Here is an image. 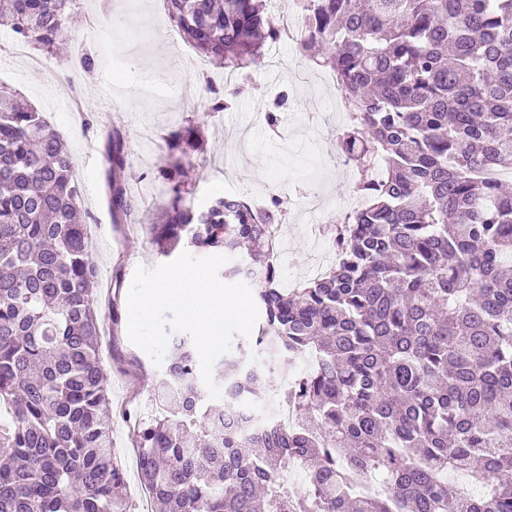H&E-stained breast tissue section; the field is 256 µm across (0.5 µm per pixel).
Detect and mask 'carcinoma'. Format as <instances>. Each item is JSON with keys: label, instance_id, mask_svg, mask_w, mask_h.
Masks as SVG:
<instances>
[{"label": "carcinoma", "instance_id": "cac0c4a2", "mask_svg": "<svg viewBox=\"0 0 512 512\" xmlns=\"http://www.w3.org/2000/svg\"><path fill=\"white\" fill-rule=\"evenodd\" d=\"M72 0H0L33 49L67 43ZM185 40L240 83L281 35L268 0H167ZM302 52L333 71L350 113L336 147L363 164L365 207L334 228L322 276L280 284L275 228L285 201L237 195L182 204V160L155 241L232 258L224 277L259 280L262 325L205 396L188 335L169 340L138 421L137 468L163 512H512V0H300ZM109 203L131 212L124 140L104 145ZM381 163V176L375 163ZM74 162L24 98L0 89V512H132L112 454L99 357L97 264L81 222ZM317 355L284 393L291 427L237 429L263 357ZM302 465L305 488L280 481ZM459 471L485 487L463 500ZM379 472L388 486H360Z\"/></svg>", "mask_w": 512, "mask_h": 512}]
</instances>
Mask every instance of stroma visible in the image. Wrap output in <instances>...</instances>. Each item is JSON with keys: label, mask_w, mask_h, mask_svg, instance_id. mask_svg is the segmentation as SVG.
I'll return each instance as SVG.
<instances>
[{"label": "stroma", "mask_w": 512, "mask_h": 512, "mask_svg": "<svg viewBox=\"0 0 512 512\" xmlns=\"http://www.w3.org/2000/svg\"><path fill=\"white\" fill-rule=\"evenodd\" d=\"M66 50L44 56L34 70L28 53L13 49V34L0 25V84L22 94L64 138L75 162L79 206L87 224L97 226L91 253L106 271L99 281L101 361L112 402V449L127 474L126 495L136 512H153L140 481L135 459V432L127 412L141 410L161 375L160 367L127 336V292L135 269L164 263L155 243L154 226L168 203L163 177L173 131L189 128L197 148L183 156L188 173L185 204L194 209L212 197L236 194L252 199L265 185L281 189L288 199L280 232L279 273L303 270L312 253L311 227L332 224L344 210L351 179L344 172L319 166L322 152L335 144L336 132L319 125L318 114L340 94L314 64L291 43L281 41L277 55L288 67L278 76L257 71L233 109L213 112L209 94L197 91L185 106L178 88L186 77L209 73L223 88L219 69L181 37L165 8L152 0H73ZM93 70H83V54ZM295 97V109L284 112L278 131L264 113L278 92ZM119 130L126 145L124 179L130 185V216L113 215L106 201L107 165H90L88 153L102 154V136ZM299 364L279 358L267 362L257 417L270 416Z\"/></svg>", "instance_id": "1"}]
</instances>
